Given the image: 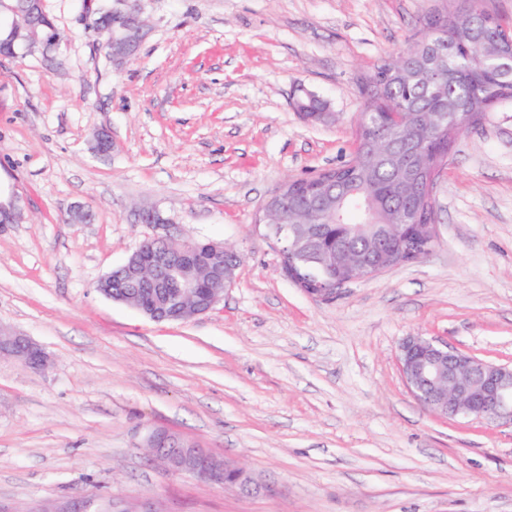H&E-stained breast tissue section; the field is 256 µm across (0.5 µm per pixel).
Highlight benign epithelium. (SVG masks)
Here are the masks:
<instances>
[{
    "label": "benign epithelium",
    "instance_id": "1",
    "mask_svg": "<svg viewBox=\"0 0 512 512\" xmlns=\"http://www.w3.org/2000/svg\"><path fill=\"white\" fill-rule=\"evenodd\" d=\"M135 2L118 0L119 8L112 11V50L110 59L121 64L130 58L140 42V26ZM12 17L0 26V43L16 51L35 52L49 56L44 40L35 33L33 18L43 10V0H26L19 9L0 0ZM299 114L308 121H320L327 116L323 103L311 92L303 91L296 99ZM288 182H282L261 207L257 224L265 227V238L273 241L279 254L292 249L299 237L297 225L288 221V214L277 204ZM198 246L194 240L171 236H153L143 240L120 266L126 273L142 272L144 285L169 282L175 290L165 293L160 308L146 313L156 322H177L185 317L208 313L236 280L239 264H224L227 256L240 257L234 247L222 242L208 244L210 253L206 263L209 291L194 292L199 276L192 255ZM0 354H6L23 365L40 370L47 364L43 351L28 337L0 331ZM399 367L412 395L423 406L437 415L455 418H474L490 424L512 427V368L496 364L459 351L424 336H406L399 346ZM147 448L166 467L176 474H188L221 487L226 486L224 474L228 463L209 454L205 449L189 443L166 431L149 435Z\"/></svg>",
    "mask_w": 512,
    "mask_h": 512
}]
</instances>
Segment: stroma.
Wrapping results in <instances>:
<instances>
[{
	"label": "stroma",
	"mask_w": 512,
	"mask_h": 512,
	"mask_svg": "<svg viewBox=\"0 0 512 512\" xmlns=\"http://www.w3.org/2000/svg\"><path fill=\"white\" fill-rule=\"evenodd\" d=\"M446 0H139L116 65L82 0H44L58 62L0 57V330L48 358L0 356V512H512V428L434 414L399 369L419 334L512 366V100L456 139L426 257L309 298L255 217L285 179L349 161L358 79L405 51ZM331 117L303 120L298 89ZM108 130L112 150L96 153ZM92 218L74 224V207ZM234 246L206 315L158 323L100 295L154 225ZM164 430L272 493L167 471Z\"/></svg>",
	"instance_id": "1"
}]
</instances>
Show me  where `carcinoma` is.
Returning a JSON list of instances; mask_svg holds the SVG:
<instances>
[{"label": "carcinoma", "mask_w": 512, "mask_h": 512, "mask_svg": "<svg viewBox=\"0 0 512 512\" xmlns=\"http://www.w3.org/2000/svg\"><path fill=\"white\" fill-rule=\"evenodd\" d=\"M472 0H457L450 10L424 18L421 37L393 63H382L361 77L358 91L364 112H403L408 127L388 143L357 126V159L329 169L325 199L288 201L294 222L317 228L315 257L336 267L321 271V280L340 283L346 268L363 264L380 247L384 232L424 209L430 170L443 165L450 137L463 127L480 123L491 108L512 100V34L495 15L484 12L485 23L474 24ZM88 28L108 45L111 8H97ZM448 31V75L433 83L429 45L439 29ZM448 115L438 131L431 118Z\"/></svg>", "instance_id": "obj_1"}]
</instances>
